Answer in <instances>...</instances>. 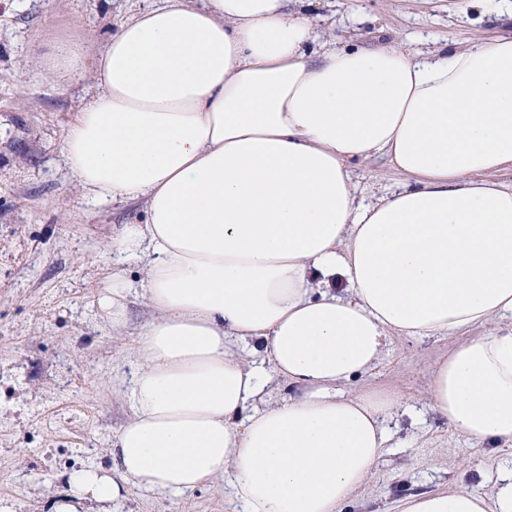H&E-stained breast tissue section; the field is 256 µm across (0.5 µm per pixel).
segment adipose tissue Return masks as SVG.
Segmentation results:
<instances>
[{
    "mask_svg": "<svg viewBox=\"0 0 512 512\" xmlns=\"http://www.w3.org/2000/svg\"><path fill=\"white\" fill-rule=\"evenodd\" d=\"M310 5L163 0L99 54L63 155L94 199L143 203L112 239L97 304L125 328L135 261L155 316L127 349L111 466L70 472L50 512L219 479L233 512H341L397 404L346 385L394 335L458 336L431 407L473 442H512V329L491 326L512 317V184L496 180L512 170V37L431 52L323 41ZM44 65L80 76V39ZM376 158L410 185L363 203L350 167ZM400 512H512V472L493 496L421 492Z\"/></svg>",
    "mask_w": 512,
    "mask_h": 512,
    "instance_id": "ef3b65f1",
    "label": "adipose tissue"
}]
</instances>
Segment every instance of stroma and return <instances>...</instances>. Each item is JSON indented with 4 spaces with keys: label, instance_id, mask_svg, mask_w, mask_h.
<instances>
[{
    "label": "stroma",
    "instance_id": "obj_1",
    "mask_svg": "<svg viewBox=\"0 0 512 512\" xmlns=\"http://www.w3.org/2000/svg\"><path fill=\"white\" fill-rule=\"evenodd\" d=\"M158 0H0V498L16 512H48L70 470L109 462L131 411L119 384L134 363L130 333L154 312L128 299V333H113L94 303L111 274L112 238L144 218L142 203L89 202L64 163L62 144L96 93L97 56L119 25ZM321 39L371 44L386 28L420 50L512 36V0H315ZM79 35L83 74L61 83L41 65L57 41ZM358 197L405 183L383 160L350 168ZM453 336L391 337L377 368L349 392L386 389L398 407L389 451L343 512H398L409 493L457 485L492 494L512 444L490 448L456 433L428 390ZM223 482L170 498L133 489L114 512H230Z\"/></svg>",
    "mask_w": 512,
    "mask_h": 512
}]
</instances>
